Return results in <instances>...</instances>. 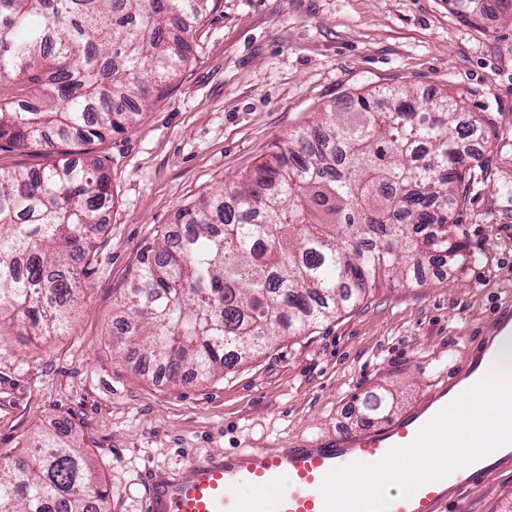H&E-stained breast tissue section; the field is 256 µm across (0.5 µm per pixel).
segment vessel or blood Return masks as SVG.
Here are the masks:
<instances>
[{
    "label": "vessel or blood",
    "instance_id": "1",
    "mask_svg": "<svg viewBox=\"0 0 512 512\" xmlns=\"http://www.w3.org/2000/svg\"><path fill=\"white\" fill-rule=\"evenodd\" d=\"M443 392L377 433H342L284 448L238 449L221 456L194 457L175 476L151 484L145 512H324L320 486L333 468L354 461L374 463L394 446L409 444L445 402ZM512 465V445L426 484L389 512H447L453 488L477 483L490 471Z\"/></svg>",
    "mask_w": 512,
    "mask_h": 512
}]
</instances>
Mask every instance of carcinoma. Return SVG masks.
I'll return each instance as SVG.
<instances>
[{
  "label": "carcinoma",
  "mask_w": 512,
  "mask_h": 512,
  "mask_svg": "<svg viewBox=\"0 0 512 512\" xmlns=\"http://www.w3.org/2000/svg\"><path fill=\"white\" fill-rule=\"evenodd\" d=\"M209 0H0V80L36 86L35 102L0 100V142L54 150L133 123L137 99H160L186 64ZM359 95L288 137L231 189L184 207L179 241L146 247L117 301L113 345L172 380L231 369L237 357L314 328L394 283L421 284L422 264L467 259L453 210L464 199L477 120L457 122L443 95ZM302 154L299 163L292 155ZM38 172L0 170V318L58 336L95 254L109 181L95 157ZM385 393L362 403L370 418ZM109 493L64 421L0 468V512H108Z\"/></svg>",
  "instance_id": "1"
}]
</instances>
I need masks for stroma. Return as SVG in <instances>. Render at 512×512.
Returning a JSON list of instances; mask_svg holds the SVG:
<instances>
[{
  "label": "stroma",
  "mask_w": 512,
  "mask_h": 512,
  "mask_svg": "<svg viewBox=\"0 0 512 512\" xmlns=\"http://www.w3.org/2000/svg\"><path fill=\"white\" fill-rule=\"evenodd\" d=\"M482 4L472 17L450 0H210L162 98L87 146L114 204L71 329L47 340L0 325V467L64 420L110 512H142L151 483L191 457L374 432L452 384L494 319L512 312V11ZM388 88L457 98L462 119L480 121L455 213L469 261L376 290L221 375L159 381L115 355L117 300L179 209L249 174L317 113ZM379 389L396 408L373 420L361 403ZM450 512H512V468L460 490Z\"/></svg>",
  "instance_id": "35a3bbf8"
}]
</instances>
